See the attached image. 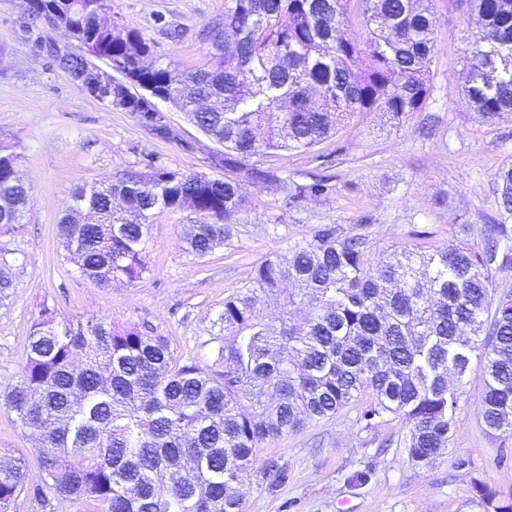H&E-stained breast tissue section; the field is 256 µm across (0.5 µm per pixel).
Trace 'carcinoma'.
Wrapping results in <instances>:
<instances>
[{
  "mask_svg": "<svg viewBox=\"0 0 512 512\" xmlns=\"http://www.w3.org/2000/svg\"><path fill=\"white\" fill-rule=\"evenodd\" d=\"M233 0L216 25L206 64L191 72L149 61L135 27H99L107 0H35L31 16L59 13L131 83L174 103L224 145L236 176L159 170L72 193V207L98 222L62 218L63 250L83 276L109 287L143 278L147 216L190 210L188 250L204 257L224 244L244 209L243 180L271 175L246 164L268 152L309 149L356 116L393 124L423 111L437 50L432 0ZM480 30L467 34L460 91L494 123L512 115V0H464ZM362 37L349 39L352 24ZM60 66L96 91L103 72L79 55ZM113 95L149 120L142 97ZM21 155L0 145V218L19 224L30 207L17 181ZM494 208L481 242L453 238L431 250L402 247L374 261L358 238L327 229L282 257H267L248 283L224 298L213 365L175 355L169 340L103 318L57 321L45 307L29 336L20 379L7 395L19 425L39 436L42 507L76 499L102 512H244L237 485L260 453L351 404L371 427L390 416L406 428L408 464L448 448L459 389L472 358L483 366L480 414L486 434L512 432V289L495 278L512 270V164L496 173ZM267 298L279 316L267 320ZM266 490L288 478L281 458L262 459ZM20 458L0 466V509L26 488ZM485 512H512V493L475 485Z\"/></svg>",
  "mask_w": 512,
  "mask_h": 512,
  "instance_id": "cac0c4a2",
  "label": "carcinoma"
}]
</instances>
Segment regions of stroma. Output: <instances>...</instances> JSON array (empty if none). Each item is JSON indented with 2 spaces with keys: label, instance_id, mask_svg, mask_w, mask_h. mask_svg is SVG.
Segmentation results:
<instances>
[{
  "label": "stroma",
  "instance_id": "35a3bbf8",
  "mask_svg": "<svg viewBox=\"0 0 512 512\" xmlns=\"http://www.w3.org/2000/svg\"><path fill=\"white\" fill-rule=\"evenodd\" d=\"M229 0H108L106 21L140 29L156 63L181 71L203 66L207 33ZM437 51L423 111L391 125L378 114L352 120L309 150L257 155L266 181L241 185L247 205L223 247L199 258L184 241L186 216L154 214L143 278L111 287L81 275L59 245L58 224L75 188L157 170L225 175L224 148L170 102L149 104L171 130L158 135L141 113L112 107L60 68L57 54L76 52L62 31L32 23L22 0H0V141L18 144L19 174L32 202L19 229L0 231L1 272L12 283L0 297V451L23 456L28 482L39 481L36 441L5 404L17 384L31 327L42 308L61 320L96 315L168 337L175 354L212 362L214 322L268 256L286 255L320 230L359 236L371 256L453 236L482 240L494 214L495 175L512 163V120L483 122L458 90L475 24L456 0H433ZM329 176L324 194L308 193ZM304 187L291 198V186ZM456 425L446 453L414 467L402 448L400 422L357 423V405L283 438L275 452L288 480L268 493L261 468L241 488L245 512H483L475 486L512 493V434L489 438L479 414L483 370L472 361L462 378Z\"/></svg>",
  "mask_w": 512,
  "mask_h": 512
}]
</instances>
